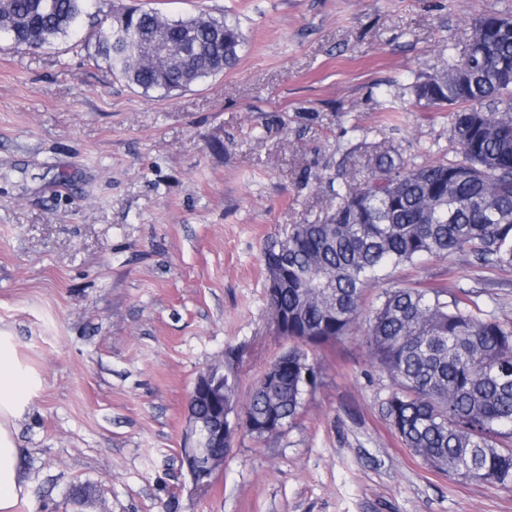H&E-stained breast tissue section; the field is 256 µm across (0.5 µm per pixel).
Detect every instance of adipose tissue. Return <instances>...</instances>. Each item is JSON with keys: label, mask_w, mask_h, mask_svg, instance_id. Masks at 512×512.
Listing matches in <instances>:
<instances>
[{"label": "adipose tissue", "mask_w": 512, "mask_h": 512, "mask_svg": "<svg viewBox=\"0 0 512 512\" xmlns=\"http://www.w3.org/2000/svg\"><path fill=\"white\" fill-rule=\"evenodd\" d=\"M40 386L38 374L21 361L13 336L0 331V512H14L29 496L16 429Z\"/></svg>", "instance_id": "obj_1"}]
</instances>
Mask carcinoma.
<instances>
[{"label": "carcinoma", "instance_id": "obj_1", "mask_svg": "<svg viewBox=\"0 0 512 512\" xmlns=\"http://www.w3.org/2000/svg\"><path fill=\"white\" fill-rule=\"evenodd\" d=\"M96 0H0V35L13 46L51 44L78 27ZM238 25L207 11L171 17L155 7H117L97 31V56L144 92L186 89L239 60ZM419 103L452 110L453 161L408 167L386 152L323 224H295L263 252L268 303L288 371L270 363L244 406L257 440L286 429L316 383L309 351L345 336L365 289L391 266L462 252L461 277L512 266V18L473 23L465 52L411 86ZM382 292L366 323L367 344L392 389L382 411L403 445L465 480L512 489V322L462 289ZM235 349L224 354V408L238 415Z\"/></svg>", "mask_w": 512, "mask_h": 512}]
</instances>
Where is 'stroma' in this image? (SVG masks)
Wrapping results in <instances>:
<instances>
[{"label":"stroma","instance_id":"stroma-1","mask_svg":"<svg viewBox=\"0 0 512 512\" xmlns=\"http://www.w3.org/2000/svg\"><path fill=\"white\" fill-rule=\"evenodd\" d=\"M97 0L76 34L0 37V330L42 387L18 422L31 495L16 512H512V489L442 473L381 411L391 382L364 322L316 350L318 380L282 434L239 435L207 490L181 461L195 379L239 358L246 403L285 341L263 247L325 221L327 180L376 155L455 159L448 110L411 86L512 0H152L238 23L235 68L143 93L95 59ZM463 257L388 269L367 289L466 288L512 321V267L462 279ZM91 486L86 504L71 485Z\"/></svg>","mask_w":512,"mask_h":512}]
</instances>
